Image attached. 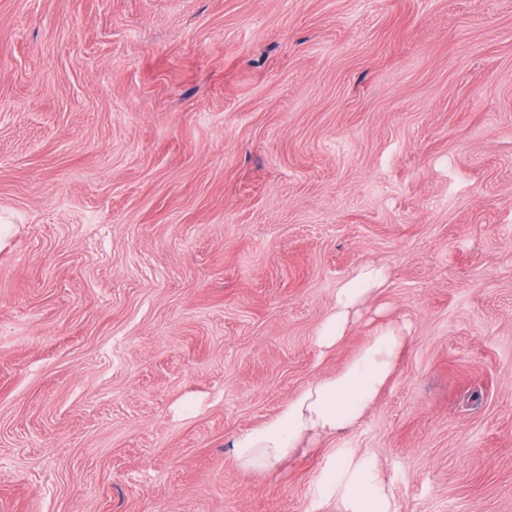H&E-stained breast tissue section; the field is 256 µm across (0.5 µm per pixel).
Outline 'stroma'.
Listing matches in <instances>:
<instances>
[{"instance_id": "obj_1", "label": "stroma", "mask_w": 512, "mask_h": 512, "mask_svg": "<svg viewBox=\"0 0 512 512\" xmlns=\"http://www.w3.org/2000/svg\"><path fill=\"white\" fill-rule=\"evenodd\" d=\"M1 224L0 512H338L344 450L512 512V0H0ZM388 322L359 425L237 467ZM386 269L377 264L358 268L337 288L333 306L318 329L321 347L337 345L349 330L353 315L374 298L387 282Z\"/></svg>"}]
</instances>
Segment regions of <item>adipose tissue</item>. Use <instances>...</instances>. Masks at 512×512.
I'll list each match as a JSON object with an SVG mask.
<instances>
[{
	"label": "adipose tissue",
	"mask_w": 512,
	"mask_h": 512,
	"mask_svg": "<svg viewBox=\"0 0 512 512\" xmlns=\"http://www.w3.org/2000/svg\"><path fill=\"white\" fill-rule=\"evenodd\" d=\"M387 278L383 266L371 263L341 283L318 329L319 345H337L353 315L384 288ZM407 342L400 327L378 326L342 370L308 383L266 421L234 435L238 468L274 470L312 441L355 427L390 381ZM318 492L324 499L336 500L341 512H397L390 481L365 457L344 454L334 459L318 482Z\"/></svg>",
	"instance_id": "1"
}]
</instances>
